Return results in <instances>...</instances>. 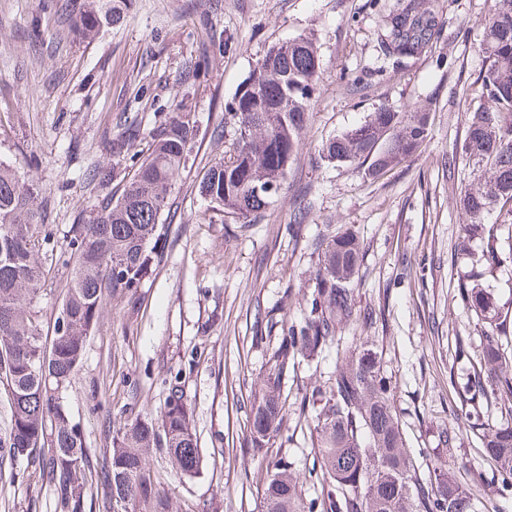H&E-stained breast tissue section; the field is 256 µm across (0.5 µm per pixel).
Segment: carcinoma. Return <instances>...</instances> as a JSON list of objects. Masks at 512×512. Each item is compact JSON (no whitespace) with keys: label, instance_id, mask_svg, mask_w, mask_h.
I'll return each mask as SVG.
<instances>
[{"label":"carcinoma","instance_id":"carcinoma-1","mask_svg":"<svg viewBox=\"0 0 512 512\" xmlns=\"http://www.w3.org/2000/svg\"><path fill=\"white\" fill-rule=\"evenodd\" d=\"M71 2V26L85 40L118 23L127 7V0ZM434 19L433 0H406L382 21L386 54L397 62L417 55L434 36ZM482 52L488 59L481 77L487 105L469 114L462 145L480 175L460 198L470 223L463 227L458 252L467 253L473 240L486 241V247L458 289L492 334L483 337L474 357L471 345L458 340L454 361L469 362L464 381L456 384L457 398L466 420L483 430V453L507 491L512 487V335L504 327L505 305L482 280L512 262V231L502 240L501 225L485 223L495 208L512 216V0H500L486 22ZM320 69L308 37L268 49L251 89L239 91L228 106V120L246 128L247 139L231 140L198 184L210 206L246 218L269 205L253 187L281 188L302 147ZM291 90L294 99L286 103L285 92ZM428 134V113L409 104L400 110L386 106L328 140L321 154L332 163L364 165L377 176L411 157ZM139 137L136 127L119 131L108 142L112 156L129 154ZM193 138L186 115L172 113L122 187L99 202L92 221L75 225L72 270L48 344L28 311L46 273L38 256L39 188L0 163V369L8 379L11 406V427L0 450L5 458L22 457L42 470L53 485L56 512H91L90 455L64 399L104 300L136 293L163 260L169 225L162 216ZM318 249L310 318L290 326L269 358L262 387L250 402L248 426L250 447L269 453L288 414L282 387L289 360L338 345L335 372L308 399L317 410L310 438L322 472L320 496L307 499L305 482L280 457L258 490L261 512H475L470 491L448 465L434 466L425 478L405 453L382 353L367 344L339 347L340 327L376 323L375 311L355 307L351 285L362 262L357 238L338 233L319 241ZM481 402L499 409L500 418L485 420ZM153 447L165 451L181 476L199 474L203 458L183 394L173 392L158 417H139L113 433L111 466L104 473L112 512H170L147 458Z\"/></svg>","mask_w":512,"mask_h":512}]
</instances>
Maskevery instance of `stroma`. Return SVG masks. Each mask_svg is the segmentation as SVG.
<instances>
[{
    "label": "stroma",
    "mask_w": 512,
    "mask_h": 512,
    "mask_svg": "<svg viewBox=\"0 0 512 512\" xmlns=\"http://www.w3.org/2000/svg\"><path fill=\"white\" fill-rule=\"evenodd\" d=\"M498 0H438L434 37L394 64L379 25L397 0H132L123 19L93 40L71 33L67 0H0V163L38 184L50 235L41 258L52 275L31 307L51 335L69 278L63 260L73 229L131 171L106 143L125 126L147 134L180 112L196 136L172 196L164 257L135 295L106 301L73 375L68 409L95 468L109 463L113 430L136 415H159L179 389L193 416L203 470L177 473L151 451L158 488L172 512H258L266 476L247 445L249 398L287 328L310 315L318 239L350 231L363 255L354 299L377 322L340 328L345 346L383 353L404 434L417 466L455 465L479 512H512V491L489 485L481 434L468 427L449 380L457 339L481 341V321L462 301L470 256L454 250L469 221L460 197L476 177L462 154L470 111L481 103L483 24ZM312 38L321 76L303 147L261 213L234 219L198 192L200 174L224 154L213 137L268 48ZM413 104L429 136L402 165L378 178L330 163L329 139L383 106ZM113 168L109 184L95 168ZM336 369V350L295 357L283 386L288 418L279 454L300 477L315 459L313 408L301 402ZM455 441L445 446L442 432ZM0 512H55L52 485L27 461L0 463Z\"/></svg>",
    "instance_id": "1"
}]
</instances>
